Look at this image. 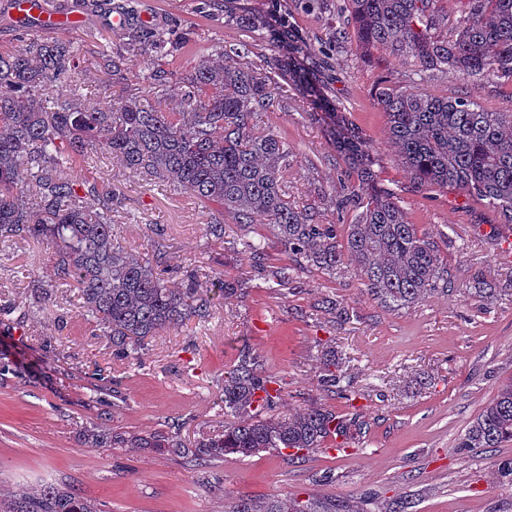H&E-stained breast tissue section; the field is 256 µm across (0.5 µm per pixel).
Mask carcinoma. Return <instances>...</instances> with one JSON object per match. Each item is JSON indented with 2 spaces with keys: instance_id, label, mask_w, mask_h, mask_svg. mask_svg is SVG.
<instances>
[{
  "instance_id": "cac0c4a2",
  "label": "carcinoma",
  "mask_w": 512,
  "mask_h": 512,
  "mask_svg": "<svg viewBox=\"0 0 512 512\" xmlns=\"http://www.w3.org/2000/svg\"><path fill=\"white\" fill-rule=\"evenodd\" d=\"M439 0H343L355 50L368 57L387 46L416 62L421 72L454 71L472 82L495 77L512 82V0H468L467 11L438 32ZM326 0H203L224 16V25L244 33L242 61H224L214 49L177 81L172 106L171 77L153 74L146 94L125 97L118 108L88 109L75 98L52 97L47 86L72 74L77 55L65 44L31 43L18 54H0V243L40 240L52 248L50 283L33 281L7 326L23 325L29 310L52 302L54 287L78 289L92 328L120 359L140 362L149 339L194 318L211 316L213 298L197 276L176 287L165 278L166 253L152 264L125 250L112 231L109 185L84 184L64 167L98 152L112 155L145 181L160 180L216 206L243 225L273 226L285 251L330 274L350 266L369 293L394 308L413 305L448 290V260L416 225L392 190L382 186L362 131L347 119L330 92L334 54L308 48L307 35L290 21L295 10L317 13ZM126 35L139 50L162 53L176 41L165 26H130ZM277 53L276 77L248 60L254 49ZM289 86L331 117L328 136L356 176L337 203L355 213L339 229L314 208L288 202L284 172L288 151L273 132L256 134L253 121L276 91ZM400 162L417 187L452 188L493 209L512 224V114L493 112L470 96H438L421 88L381 87L376 94ZM242 251L264 269L267 243L242 242ZM479 297L492 303L497 288L479 274ZM324 391L349 401L347 367L336 349L320 359ZM112 377L96 370L89 386L112 389ZM282 386L263 360L243 349L224 377V430L192 442L180 433H129L108 423L84 429L93 448L166 452L196 465L228 455L293 449L309 452L325 441L345 449L367 429L360 407L339 412L323 404L284 413ZM512 444V380L501 383L494 401L461 438L460 448H502ZM0 512H103L75 489L45 483L32 492L0 490ZM229 512H358L346 500L298 493L262 502L240 497Z\"/></svg>"
}]
</instances>
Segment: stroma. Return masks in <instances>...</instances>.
Wrapping results in <instances>:
<instances>
[{
  "mask_svg": "<svg viewBox=\"0 0 512 512\" xmlns=\"http://www.w3.org/2000/svg\"><path fill=\"white\" fill-rule=\"evenodd\" d=\"M200 3L134 0L135 10L160 13L170 28L188 33L187 42L163 55H141L125 32L91 17L45 35L17 32L1 12L0 52L21 50L32 39L72 47L79 68L49 92L98 107L123 91L148 90L152 70L176 79L215 46L243 41V33L205 13ZM112 53L128 60L127 70L116 76L101 68L103 55ZM335 57L334 93L368 139L381 184L397 194L419 233L447 257V292L406 308L385 307L353 269L331 275L298 265L271 225L240 226L183 190L146 183L111 156L93 155L74 164L72 174L119 193L112 222L130 253L150 261L156 247H163L173 282L194 269L202 287L226 277L237 280L240 290L215 297L207 322L191 320L160 332L139 366L114 357L105 339L91 335L72 288H57L47 309L32 310L24 332L0 327V353L22 369L21 376L0 377V488L31 490L49 482L79 490L107 512H224L239 496L263 500L297 491L351 500L365 512H390L399 498L413 500L416 512H512V486L498 474L499 463L512 459V445H458L499 384L512 378V253L501 250L491 209L454 190L417 191L389 142L375 95L386 83L451 96L468 92L479 104L510 114L512 90L492 79L476 87L451 71L417 74L412 59L387 48L363 59L347 46L336 49ZM257 128L273 131L288 150L289 201L335 221L334 203L349 171L323 121L288 91L259 116ZM217 223L224 226L220 241L207 231ZM261 236L269 245L268 266L285 270L286 285L258 275L241 253L240 239ZM50 256L37 240L0 243V305L20 302L34 278L47 276ZM479 272L501 290L488 306L474 290ZM329 297L348 307L346 321L315 314L317 303ZM329 346L345 358L356 403L369 418L352 451L322 448L302 458L230 455L198 468L163 452L92 448L79 438L100 420L83 380L97 367L121 382L112 423L123 430L167 432L176 424L182 438L194 439L222 429L224 374L245 348L281 379L283 409L295 412L315 403L343 409L344 400L327 395L318 382L319 358ZM327 471L335 482H320Z\"/></svg>",
  "mask_w": 512,
  "mask_h": 512,
  "instance_id": "obj_1",
  "label": "stroma"
}]
</instances>
